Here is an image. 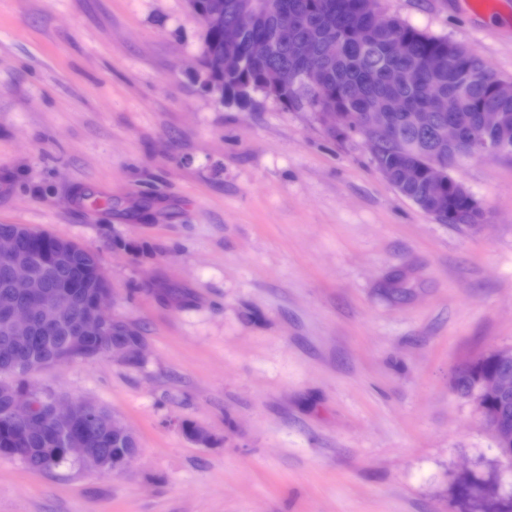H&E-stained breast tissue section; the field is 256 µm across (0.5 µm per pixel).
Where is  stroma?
<instances>
[{"instance_id":"stroma-1","label":"stroma","mask_w":512,"mask_h":512,"mask_svg":"<svg viewBox=\"0 0 512 512\" xmlns=\"http://www.w3.org/2000/svg\"><path fill=\"white\" fill-rule=\"evenodd\" d=\"M378 7L512 80V0ZM201 44L186 0H0V224L97 252L145 342L29 378L116 415L135 460L0 455V512H451L495 467L449 378L512 347V155L452 171L487 223H437L359 136L202 95Z\"/></svg>"}]
</instances>
